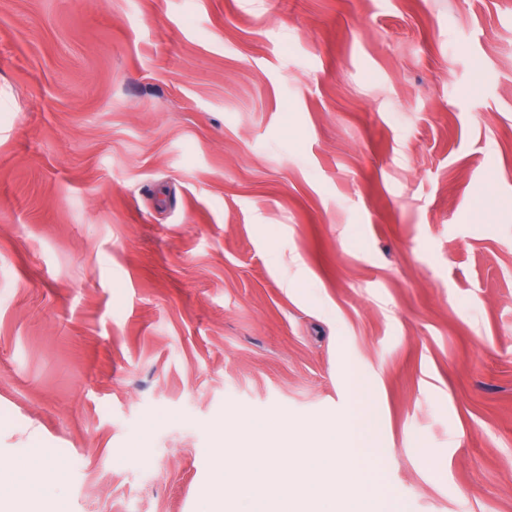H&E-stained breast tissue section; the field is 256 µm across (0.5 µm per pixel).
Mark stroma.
<instances>
[{"label":"stroma","instance_id":"obj_1","mask_svg":"<svg viewBox=\"0 0 512 512\" xmlns=\"http://www.w3.org/2000/svg\"><path fill=\"white\" fill-rule=\"evenodd\" d=\"M512 512V0H0V465L204 512L216 431Z\"/></svg>","mask_w":512,"mask_h":512}]
</instances>
